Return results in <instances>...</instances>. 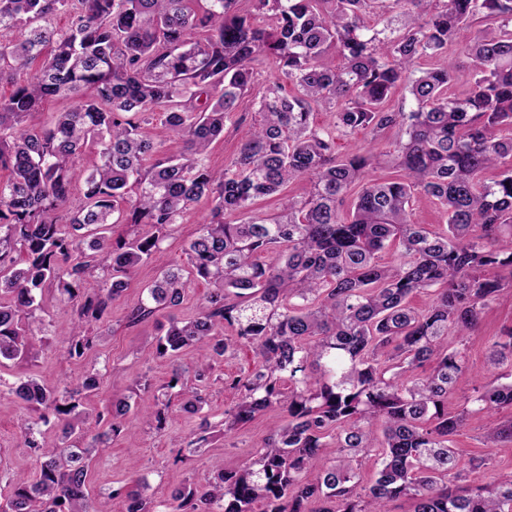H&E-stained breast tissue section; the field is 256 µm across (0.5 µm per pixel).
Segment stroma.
Segmentation results:
<instances>
[{"label": "stroma", "mask_w": 512, "mask_h": 512, "mask_svg": "<svg viewBox=\"0 0 512 512\" xmlns=\"http://www.w3.org/2000/svg\"><path fill=\"white\" fill-rule=\"evenodd\" d=\"M256 114L251 107L231 113L224 122V134L217 138L208 152V162L216 171H223L237 152L239 144L250 133ZM399 139L397 129L385 130L380 137L369 131L357 130L336 139V152L345 156L370 150L391 151ZM210 209L203 201L191 207L179 220L176 232L162 244L161 255L141 264L132 275L125 293L113 301L106 322L95 326L97 339L83 356L66 358L65 333L76 319L77 300L62 296L55 287L44 291L43 335L45 343L36 358L0 368V385L32 377L51 389H75L90 370H99L104 384L99 392L83 394L86 408L106 412L113 400L129 398L131 410L123 420L122 433L111 438L107 448L89 468L91 502L96 512H125L122 490L128 489L132 477H146L149 493L155 504L168 500L172 490L185 483L199 480L225 470L243 466L255 457L274 423L281 421L280 412H267L245 425L226 439L210 441L193 450L188 443L201 434L202 420H221L225 408L237 399L235 390L225 387L228 378L243 377L251 372L254 352L240 346L226 354L204 380L209 390V405L204 415L190 416L180 410L181 399L172 396L169 418L164 428L145 426L140 411L152 402L148 391L136 390L135 385L149 381L159 386L169 381L172 361L154 355L160 334L154 322L136 327L126 323L130 309L140 299L144 288L158 276L166 263L187 265V243L197 236L200 224ZM512 325V301L499 300L487 304L480 313L479 327L466 342L449 335V346H463L467 370L457 384V393L450 397L449 408H460L462 395L467 392L474 376L495 379L500 370L489 359V348L502 327ZM27 416L19 401L11 394L0 392V493H9V481L19 474L35 471L36 457L23 444L21 426ZM505 411L492 415L477 414L467 418L454 438L462 468L468 469L470 480L488 482L493 477L512 471V442L488 444L485 433L511 417Z\"/></svg>", "instance_id": "35a3bbf8"}]
</instances>
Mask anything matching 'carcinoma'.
I'll return each mask as SVG.
<instances>
[{
	"mask_svg": "<svg viewBox=\"0 0 512 512\" xmlns=\"http://www.w3.org/2000/svg\"><path fill=\"white\" fill-rule=\"evenodd\" d=\"M0 0V30L26 27L0 41L4 64L27 67L50 56L13 94L0 99V366L38 353L42 330L38 293L50 285L80 298L66 352L93 345L85 327L103 321L136 268L161 252L181 214L211 202L198 235L185 248L190 272L163 267L127 316L134 326L181 304L191 278L213 284L195 317H171L156 355L198 352L194 378L242 343L258 361L230 387L237 401L218 422L222 435L279 410L285 420L263 441L257 458L178 489L163 512H393L402 498L413 512H512V474L484 485L466 483L451 438L470 413L512 409V327L490 350L508 373L474 385L459 410L448 409L466 369L463 339L488 303L512 296V0ZM399 9L402 28L389 13ZM378 9L383 28L363 25ZM73 14L64 33L48 18ZM497 17L496 33H471L479 15ZM463 41L474 83L464 98L448 93L457 67L417 68ZM336 45L342 63L332 67ZM272 66L296 88L275 82L253 94L255 69ZM401 84L415 103L390 112L385 103ZM95 95L83 98L86 88ZM74 99L39 128L23 122L48 97ZM259 122L224 174L206 164L224 119L244 102ZM316 106L333 109L323 128L311 125ZM166 112L175 152L143 135L145 114ZM358 128H396L394 152L336 156V136ZM100 162L86 180L82 206L62 216L71 195L70 169L88 143ZM392 165L399 178L366 179ZM500 169L487 181L485 171ZM307 180L300 198L284 196L276 213L252 215L255 200ZM360 186L349 212L345 195ZM134 195H129V191ZM422 193L442 206L448 224L430 232L411 220ZM149 224L150 235L112 241L111 224ZM395 245L399 264L378 254ZM27 255L20 267L14 253ZM430 296L423 309L409 305ZM173 368L167 387L181 386L182 409L203 411L205 398ZM91 372L81 389L58 392L33 378L10 393L37 414L22 425L37 457L30 480L19 476L0 512H91L88 464L131 405L112 403L110 430L87 435L83 391L100 389ZM170 404L146 409L161 428ZM58 418L56 438L39 427ZM512 441V417L486 435ZM334 448L338 462L325 460ZM378 451L379 467L361 486L354 458ZM317 471L310 480L307 473ZM137 481L126 512H157Z\"/></svg>",
	"mask_w": 512,
	"mask_h": 512,
	"instance_id": "cac0c4a2",
	"label": "carcinoma"
}]
</instances>
